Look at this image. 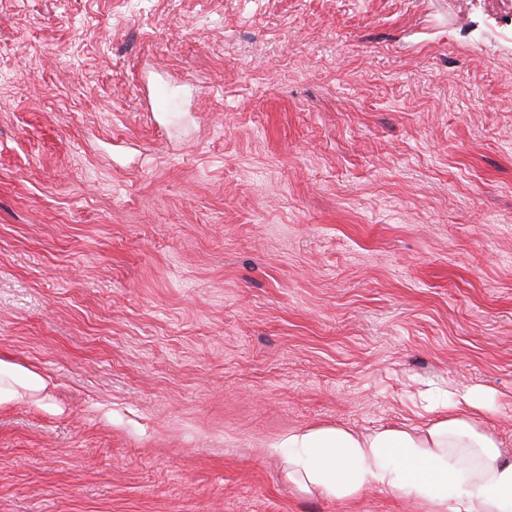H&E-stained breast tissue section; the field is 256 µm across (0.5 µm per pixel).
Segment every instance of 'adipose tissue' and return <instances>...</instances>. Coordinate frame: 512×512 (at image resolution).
Masks as SVG:
<instances>
[{"instance_id": "ef3b65f1", "label": "adipose tissue", "mask_w": 512, "mask_h": 512, "mask_svg": "<svg viewBox=\"0 0 512 512\" xmlns=\"http://www.w3.org/2000/svg\"><path fill=\"white\" fill-rule=\"evenodd\" d=\"M48 379L0 357V407L46 405ZM424 425L366 433L314 426L288 433L285 479L334 498L353 499L369 487L417 499L423 512H512V459L484 423L490 409L474 387L429 393Z\"/></svg>"}]
</instances>
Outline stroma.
I'll return each instance as SVG.
<instances>
[{
    "label": "stroma",
    "instance_id": "obj_1",
    "mask_svg": "<svg viewBox=\"0 0 512 512\" xmlns=\"http://www.w3.org/2000/svg\"><path fill=\"white\" fill-rule=\"evenodd\" d=\"M0 512H421L288 432L467 383L512 457V39L457 0H0ZM47 388L48 378L39 370L0 357V407L17 403L51 407Z\"/></svg>",
    "mask_w": 512,
    "mask_h": 512
}]
</instances>
